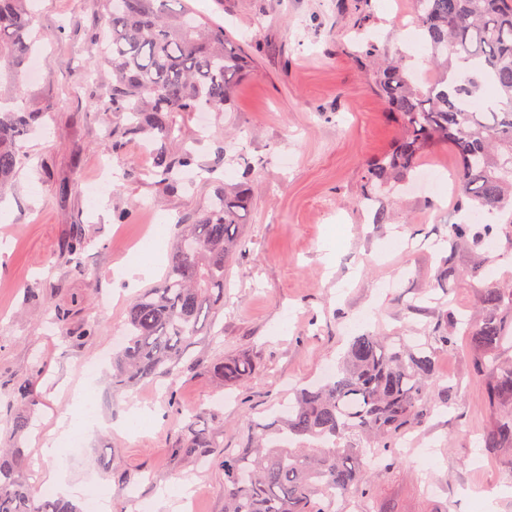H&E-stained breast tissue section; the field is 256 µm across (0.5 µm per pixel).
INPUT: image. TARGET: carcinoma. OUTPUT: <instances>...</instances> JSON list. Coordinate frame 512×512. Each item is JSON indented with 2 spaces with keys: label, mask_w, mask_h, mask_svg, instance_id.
Wrapping results in <instances>:
<instances>
[{
  "label": "carcinoma",
  "mask_w": 512,
  "mask_h": 512,
  "mask_svg": "<svg viewBox=\"0 0 512 512\" xmlns=\"http://www.w3.org/2000/svg\"><path fill=\"white\" fill-rule=\"evenodd\" d=\"M90 47L92 62L112 71L105 118L124 120L125 133L162 142L175 134L173 114L226 112L251 60L224 26L200 16L187 0H99ZM414 24L433 63L425 89L402 59L379 58L367 44L364 58L399 121L394 149L368 169L373 191L409 177L421 153L446 142L457 161L459 212L482 211L495 219L478 229L466 221L448 225V257L437 281L455 278L454 255L489 239H508L512 251V0H418ZM36 16L28 0H0V74L27 75L37 51ZM38 112L0 105V187L23 164L18 140ZM195 165L193 154L156 149L151 175L174 190ZM253 205L251 193L223 186L199 219L180 226L164 277L130 306L125 341L112 356V386L126 389L145 378L176 377L198 367L185 353L224 312V277L241 251V230ZM512 287L488 284L477 313L466 320L448 313L433 330V344L365 333L351 341L342 368L322 386L302 388L286 416L250 419L240 448L232 452L188 424L176 445L186 457L212 458L224 467V512H341L329 509L357 493L370 495L362 458L374 453L384 467L403 457L397 443L419 427L436 405L450 406L454 388L434 373L433 345L452 347L455 333L470 340L474 371L490 374L486 397L512 402V363L495 351L512 334ZM224 384L242 385L256 372L248 357L216 366ZM27 403L31 387L0 384V396ZM495 453L512 446V416L483 438ZM0 512H80L60 496L38 493L21 463L0 451Z\"/></svg>",
  "instance_id": "obj_1"
}]
</instances>
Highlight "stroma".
Instances as JSON below:
<instances>
[{
  "instance_id": "35a3bbf8",
  "label": "stroma",
  "mask_w": 512,
  "mask_h": 512,
  "mask_svg": "<svg viewBox=\"0 0 512 512\" xmlns=\"http://www.w3.org/2000/svg\"><path fill=\"white\" fill-rule=\"evenodd\" d=\"M224 25L252 58L253 75L237 88L229 112H213L194 133L196 115L180 114L170 151L187 148L203 169L177 192L158 186L150 171L153 148L123 136L105 120L112 83L108 69L79 87L87 46L95 34V0H39L40 52L31 60L39 79L0 81V95L40 112L19 142L25 160L0 194V382L36 380L30 404L0 403V447L19 449L33 485L62 472L68 484L109 496L111 512H224V470L178 456L182 412L200 414L201 428L238 448L249 417L281 407L291 384L321 382L324 364L339 363L350 340L364 332L426 336L447 312L476 311L485 280L437 282L446 255L454 201L437 202L406 185L367 197V170L388 152L399 126L358 56L360 41L383 54H401L418 83L431 73L416 28L399 18L414 0H192ZM121 142L131 175L118 179L113 142ZM223 154H216V144ZM100 197L86 189L101 175ZM247 182L253 208L242 228L243 248L224 282L221 348L198 336L189 350L197 369L174 381L145 379L112 386V336L141 290L158 284L169 263L129 286L118 271L134 260L137 242L165 230L175 238L194 221L212 179ZM129 213L126 223L112 221ZM87 245L79 258L64 245L73 232ZM66 315L70 333L85 323L96 337L73 345L50 332L47 320ZM247 356L258 364L246 386H220V358ZM98 363L86 375L87 363ZM435 373L454 386V405L433 409L412 433L433 446L436 461L420 475L411 461L373 476L369 498L351 495L347 512H512V446L488 457L480 436L505 412L484 398L486 377L473 370L469 345L435 350ZM89 392L99 424L80 438L77 454L44 455L54 428L81 408ZM153 421L126 427L132 409ZM30 427L14 436L15 416ZM170 486L197 488L192 504L163 498Z\"/></svg>"
}]
</instances>
